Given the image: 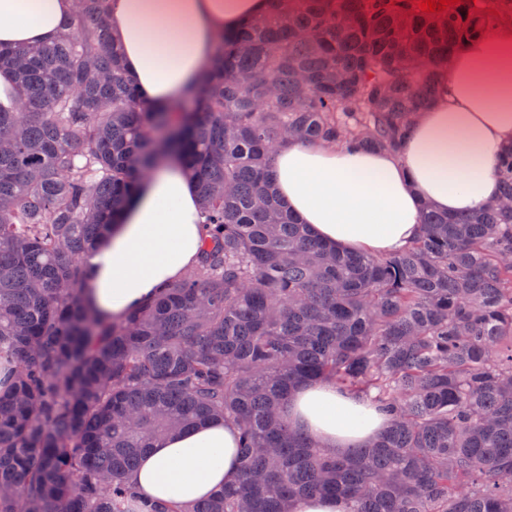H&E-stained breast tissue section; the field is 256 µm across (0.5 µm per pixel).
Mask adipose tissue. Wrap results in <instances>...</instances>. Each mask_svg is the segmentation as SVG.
Listing matches in <instances>:
<instances>
[{"instance_id": "obj_1", "label": "adipose tissue", "mask_w": 512, "mask_h": 512, "mask_svg": "<svg viewBox=\"0 0 512 512\" xmlns=\"http://www.w3.org/2000/svg\"><path fill=\"white\" fill-rule=\"evenodd\" d=\"M74 0H0V45L52 42ZM265 0H106L109 30L149 106L198 80L225 32L262 14ZM512 144V26L457 50L444 93L412 121L400 154L289 142L275 157V185L313 236L345 251L400 250L421 233L424 207L467 214L497 197L495 165ZM199 201L189 174L164 164L140 185L105 244L90 253L92 297L108 315L151 300L196 262ZM289 422L338 452L383 432L372 405L322 381L295 387ZM235 426L217 421L169 435L128 479L145 499L172 506L207 498L238 470Z\"/></svg>"}]
</instances>
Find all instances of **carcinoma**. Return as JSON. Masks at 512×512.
Here are the masks:
<instances>
[{"label": "carcinoma", "mask_w": 512, "mask_h": 512, "mask_svg": "<svg viewBox=\"0 0 512 512\" xmlns=\"http://www.w3.org/2000/svg\"><path fill=\"white\" fill-rule=\"evenodd\" d=\"M103 0H77L53 43L0 48V512H512V150L500 201L427 208L379 255L339 251L282 207L290 139L397 154L408 117L442 91L450 56L512 0H267L224 34L181 97L145 107ZM193 177L196 264L147 305L109 317L86 256L146 171ZM327 380L388 422L339 455L282 411ZM239 429V475L187 509L137 504L127 479L161 437ZM294 512H339L340 506L333 498L305 497L295 502Z\"/></svg>", "instance_id": "cac0c4a2"}]
</instances>
